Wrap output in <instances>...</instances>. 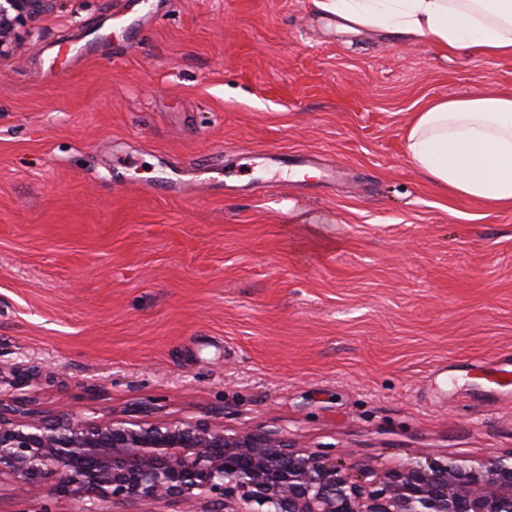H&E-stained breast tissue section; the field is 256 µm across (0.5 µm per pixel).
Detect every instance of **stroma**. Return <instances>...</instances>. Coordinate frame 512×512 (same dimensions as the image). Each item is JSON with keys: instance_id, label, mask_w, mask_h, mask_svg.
<instances>
[{"instance_id": "obj_1", "label": "stroma", "mask_w": 512, "mask_h": 512, "mask_svg": "<svg viewBox=\"0 0 512 512\" xmlns=\"http://www.w3.org/2000/svg\"><path fill=\"white\" fill-rule=\"evenodd\" d=\"M508 86L312 0H55L0 56V367L54 414L220 415L383 467L512 452V209L402 152L426 101Z\"/></svg>"}]
</instances>
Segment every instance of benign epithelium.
Here are the masks:
<instances>
[{
    "mask_svg": "<svg viewBox=\"0 0 512 512\" xmlns=\"http://www.w3.org/2000/svg\"><path fill=\"white\" fill-rule=\"evenodd\" d=\"M53 0H0V54ZM20 503L108 500L126 512H512V452L411 457L394 467L338 462L280 431L228 434L217 420L48 415L0 398V484Z\"/></svg>",
    "mask_w": 512,
    "mask_h": 512,
    "instance_id": "7a95c632",
    "label": "benign epithelium"
}]
</instances>
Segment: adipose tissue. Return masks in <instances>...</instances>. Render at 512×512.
<instances>
[{"label": "adipose tissue", "mask_w": 512, "mask_h": 512, "mask_svg": "<svg viewBox=\"0 0 512 512\" xmlns=\"http://www.w3.org/2000/svg\"><path fill=\"white\" fill-rule=\"evenodd\" d=\"M348 23L471 50L512 63V0H314ZM410 164L432 184L490 208L512 207V92L426 102L403 138Z\"/></svg>", "instance_id": "adipose-tissue-1"}]
</instances>
